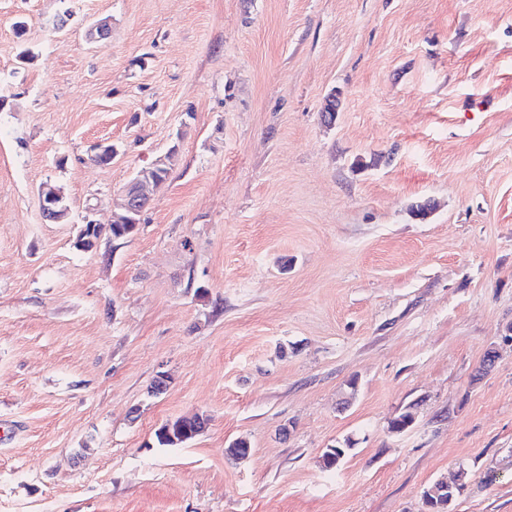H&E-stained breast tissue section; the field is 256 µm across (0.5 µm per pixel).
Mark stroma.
<instances>
[{
  "label": "stroma",
  "instance_id": "1",
  "mask_svg": "<svg viewBox=\"0 0 512 512\" xmlns=\"http://www.w3.org/2000/svg\"><path fill=\"white\" fill-rule=\"evenodd\" d=\"M511 329L512 0H0V512H512ZM171 150L165 155L160 156L150 169H141L137 171L132 181L121 190V201L117 204V211L113 213L112 224L104 226L102 224H83L79 236L77 247H82L85 250L93 248L95 242L103 235L108 234L115 238H127L136 233L133 224H138L137 217L141 215L149 201V191L152 186V178L149 176L152 171L158 168L159 173L155 174L153 181V188L159 189L167 181L169 170L171 169L172 161L175 153L168 155ZM168 155V156H167ZM167 156V157H166ZM131 224L129 227L128 225ZM41 215L49 224H61L69 215V205L59 189L45 186L40 191ZM193 425L178 418L162 424L154 433L155 442L159 447H174L187 443L195 438L192 434ZM465 477H466V473L464 471L460 472L459 475L457 476V479H455L452 482V484H450L452 487L451 491H448V490H450V488H448V486L446 487L442 484V483L448 484L447 481L443 482V480L437 481V482L433 483L431 486H429L423 493V501H424L426 508L431 509L430 503L432 502V499H431L432 495L438 496L439 493L444 492V491H448L447 502L449 501V497L450 496L452 497V499L449 503V505H450L452 503V501L455 499L456 495L459 494L460 490L464 487V483L462 482V480ZM445 505H446V508H445V510H446V509H448V507H447L448 503Z\"/></svg>",
  "mask_w": 512,
  "mask_h": 512
}]
</instances>
